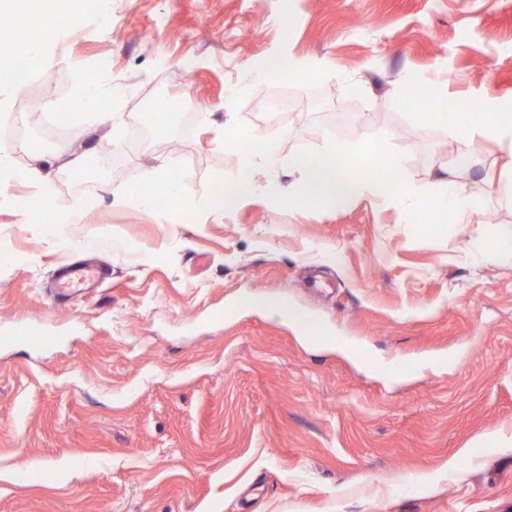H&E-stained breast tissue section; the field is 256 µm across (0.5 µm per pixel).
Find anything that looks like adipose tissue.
Instances as JSON below:
<instances>
[{
	"label": "adipose tissue",
	"instance_id": "1",
	"mask_svg": "<svg viewBox=\"0 0 512 512\" xmlns=\"http://www.w3.org/2000/svg\"><path fill=\"white\" fill-rule=\"evenodd\" d=\"M26 7L22 14L24 29L34 31V40L15 45L13 57L26 60L37 69H45V47L69 24L67 12L58 10V0H25ZM438 107L436 111L427 113L431 122L448 128L457 137L475 135L490 136L507 142L512 146V112L501 111L499 106H487L485 111L474 112L463 105L455 109L447 107V90L436 92Z\"/></svg>",
	"mask_w": 512,
	"mask_h": 512
}]
</instances>
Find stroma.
<instances>
[{
    "instance_id": "stroma-1",
    "label": "stroma",
    "mask_w": 512,
    "mask_h": 512,
    "mask_svg": "<svg viewBox=\"0 0 512 512\" xmlns=\"http://www.w3.org/2000/svg\"><path fill=\"white\" fill-rule=\"evenodd\" d=\"M111 9L0 93V155L50 178L36 223L28 183L0 193V512H512V265L472 257L512 226V152L459 138L457 164L435 152L447 128L420 119L439 87L475 111L512 104V0ZM270 61L279 73L262 76ZM93 77L119 90L113 119L60 123L55 103ZM28 95L46 111L24 112ZM276 97L295 111L265 112ZM186 100L202 118L182 135ZM149 107L169 129L145 149L129 131ZM235 119L282 131L283 187L298 151L381 136L407 182L451 174L482 207L420 237L372 197L302 215L254 192L175 224L116 202L169 163L189 195L218 193ZM107 140L123 169L102 165ZM73 209L79 223H51ZM72 262L103 277L58 296ZM20 324L30 335L13 336Z\"/></svg>"
}]
</instances>
